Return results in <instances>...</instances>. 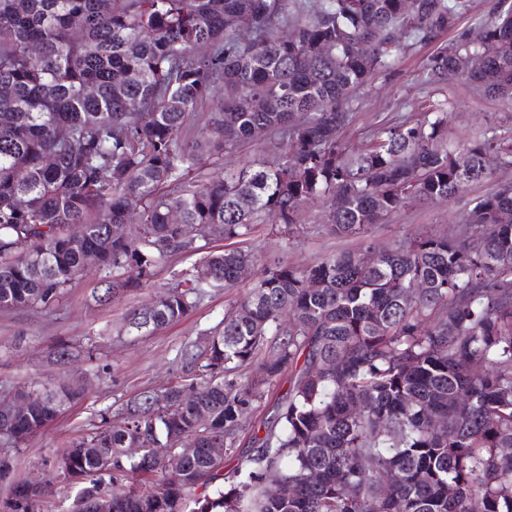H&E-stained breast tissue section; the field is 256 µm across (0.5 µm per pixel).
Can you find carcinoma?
<instances>
[{
  "label": "carcinoma",
  "instance_id": "cac0c4a2",
  "mask_svg": "<svg viewBox=\"0 0 512 512\" xmlns=\"http://www.w3.org/2000/svg\"><path fill=\"white\" fill-rule=\"evenodd\" d=\"M468 2L0 0V310L52 309L90 253L114 272L97 297L108 304L148 286L160 259L199 250L197 225L243 238L263 213L298 234L300 210L321 198L334 234L351 237L512 167V135L494 127L449 149L443 103L357 148L340 138L355 95L419 45H437L423 84L462 80L512 105V0L480 21V40L464 30L439 44ZM199 43L211 52L195 55ZM470 53L483 66L465 74ZM218 85L237 93L200 138L182 141L189 112ZM258 130L286 137L275 162L188 181L200 150L222 154ZM134 219L136 237H110L109 225ZM463 224L450 239L383 250L372 266L352 251L265 265L208 345H186L178 379L159 389L164 404L144 391L116 414L108 407L95 430L44 460L47 483L75 490L64 512L103 494L111 512H512V183L476 198ZM256 263L240 248L209 252V277L181 272L129 313L126 331L162 329ZM268 341L260 376L239 381ZM81 355L62 341L50 359ZM284 372L288 393L251 467L225 475L211 443L233 451L245 412ZM33 393L38 403L0 436L10 448L85 387ZM134 442L144 451L126 455ZM272 482L291 493L270 495ZM44 502L37 483L20 481L0 512H43Z\"/></svg>",
  "mask_w": 512,
  "mask_h": 512
}]
</instances>
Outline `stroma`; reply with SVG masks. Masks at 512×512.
Returning a JSON list of instances; mask_svg holds the SVG:
<instances>
[{
	"label": "stroma",
	"mask_w": 512,
	"mask_h": 512,
	"mask_svg": "<svg viewBox=\"0 0 512 512\" xmlns=\"http://www.w3.org/2000/svg\"><path fill=\"white\" fill-rule=\"evenodd\" d=\"M431 52V47L424 46L403 54L392 76L376 78L356 95L354 120L341 133L346 143L359 146L371 130L401 115L422 118L432 101L447 105L449 146H461L481 128L512 131V108L500 100L477 94L459 81L439 88L422 84L423 62ZM284 147V140L273 134L238 142L226 148L223 155L202 154L193 176L202 179L227 169L248 167L278 156ZM495 181H512V168L496 170L492 181L470 184L454 199L412 203L371 226L367 233L346 238L331 232L328 206L316 200L301 210L303 234L288 236L279 225L264 218L256 223L242 246L252 249L264 262L281 261L297 266L342 250L361 252L371 244L379 248L396 247L420 235L454 234L476 198ZM199 260L196 253L162 260L147 287L123 294L108 305L96 303L95 297L103 293L112 274L94 269L74 281L51 310L0 311V391L25 390L35 381L49 383L60 376L70 379L88 369L93 372L83 400L66 409L46 430L26 443L10 478L0 480V501L10 497L16 482L39 473L45 457L62 451L68 441L93 431L100 422V410L118 409L139 393L166 385L183 347L215 327L225 310L256 282L251 276L235 288L213 290L179 322L153 335L121 333L120 328L132 310L150 304L159 291L174 283L175 273L191 268ZM62 340L80 349L93 350L94 361L81 359L63 369L53 365L49 353ZM288 387L287 379H280L262 401L250 406L238 433L236 452L224 461L225 472L246 465L254 453L250 437L255 426L276 414L277 399L286 394Z\"/></svg>",
	"instance_id": "35a3bbf8"
}]
</instances>
